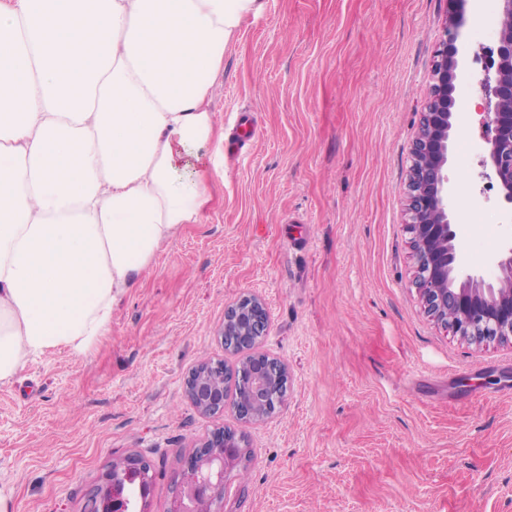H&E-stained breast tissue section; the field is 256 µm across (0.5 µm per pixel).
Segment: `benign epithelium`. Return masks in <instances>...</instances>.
<instances>
[{"mask_svg": "<svg viewBox=\"0 0 512 512\" xmlns=\"http://www.w3.org/2000/svg\"><path fill=\"white\" fill-rule=\"evenodd\" d=\"M466 0H448V23L431 70V93L423 108L413 141L407 183V232L417 262L416 287L426 312L453 334L473 344L512 339V244L490 257L498 275L488 280L468 271L466 249L458 235L448 179L452 132L462 102L456 91L460 61L456 49L459 13ZM498 45L491 60L492 73L480 82L484 92L485 125L482 163L486 178L495 180L502 201L512 206V0H501ZM265 303L242 294L224 309L219 336L235 349L266 335ZM281 361L257 352L236 368L224 372V362L201 363L184 380L185 393L204 415L224 412V380L236 387L232 409L246 421L271 416L269 396L287 380ZM241 439L218 429L201 442L185 467L167 512H201L224 495L228 470L239 465ZM139 480V492L150 484V465L138 454L112 463L104 481L90 499L88 512H145L147 497L133 504L129 483Z\"/></svg>", "mask_w": 512, "mask_h": 512, "instance_id": "7a95c632", "label": "benign epithelium"}]
</instances>
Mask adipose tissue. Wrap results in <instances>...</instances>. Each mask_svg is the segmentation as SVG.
Returning a JSON list of instances; mask_svg holds the SVG:
<instances>
[{
	"instance_id": "ef3b65f1",
	"label": "adipose tissue",
	"mask_w": 512,
	"mask_h": 512,
	"mask_svg": "<svg viewBox=\"0 0 512 512\" xmlns=\"http://www.w3.org/2000/svg\"><path fill=\"white\" fill-rule=\"evenodd\" d=\"M263 0H0V385L86 355L224 172V49Z\"/></svg>"
}]
</instances>
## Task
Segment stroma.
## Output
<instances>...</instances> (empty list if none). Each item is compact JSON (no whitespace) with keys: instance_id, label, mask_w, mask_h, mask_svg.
Returning <instances> with one entry per match:
<instances>
[{"instance_id":"obj_1","label":"stroma","mask_w":512,"mask_h":512,"mask_svg":"<svg viewBox=\"0 0 512 512\" xmlns=\"http://www.w3.org/2000/svg\"><path fill=\"white\" fill-rule=\"evenodd\" d=\"M499 0H468L457 46L462 116L448 178L472 272L512 236L480 156L477 85ZM448 0H264L224 50L212 107L234 136L202 223L185 225L82 358L57 349L0 386V488L12 512H85L113 459L150 463L149 512H167L187 457L241 435L215 512H512V342L467 344L430 317L406 230L411 146ZM260 295V352L288 368L261 424L199 413L184 388L202 360L235 366L218 331Z\"/></svg>"}]
</instances>
